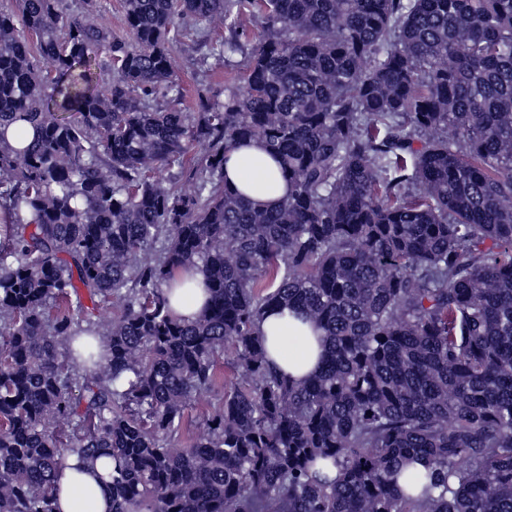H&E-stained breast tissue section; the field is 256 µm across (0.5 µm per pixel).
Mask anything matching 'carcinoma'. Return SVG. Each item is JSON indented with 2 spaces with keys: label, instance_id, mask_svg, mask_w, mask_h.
<instances>
[{
  "label": "carcinoma",
  "instance_id": "obj_1",
  "mask_svg": "<svg viewBox=\"0 0 512 512\" xmlns=\"http://www.w3.org/2000/svg\"><path fill=\"white\" fill-rule=\"evenodd\" d=\"M64 2L0 5V512H56L71 453L112 459V512H512V0H124L130 41ZM254 24L184 111L177 48ZM251 139L274 211L224 175ZM269 308L323 332L309 380ZM253 28L247 38H242V50L227 59L204 58L188 46L182 47L176 55V73L181 82L189 89L192 97L197 94L211 97L221 89L219 101H224L230 86L237 87V77L242 74L250 61L252 39L257 34ZM217 82L221 84L218 85ZM205 300L206 294H204L202 288H195L177 299H172L171 306L177 315L192 320L201 313ZM270 367L294 382L312 376L323 353L321 331L301 314L283 310L267 312L259 324Z\"/></svg>",
  "mask_w": 512,
  "mask_h": 512
}]
</instances>
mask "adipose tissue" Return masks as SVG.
Masks as SVG:
<instances>
[{"label":"adipose tissue","instance_id":"ef3b65f1","mask_svg":"<svg viewBox=\"0 0 512 512\" xmlns=\"http://www.w3.org/2000/svg\"><path fill=\"white\" fill-rule=\"evenodd\" d=\"M229 182L259 208L278 204L287 192L279 166L262 142L233 145L226 152ZM271 368L300 382L318 369L323 352L321 332L300 314L289 310L267 312L259 324ZM107 458L79 462L70 457L58 476L59 512H112V491Z\"/></svg>","mask_w":512,"mask_h":512}]
</instances>
